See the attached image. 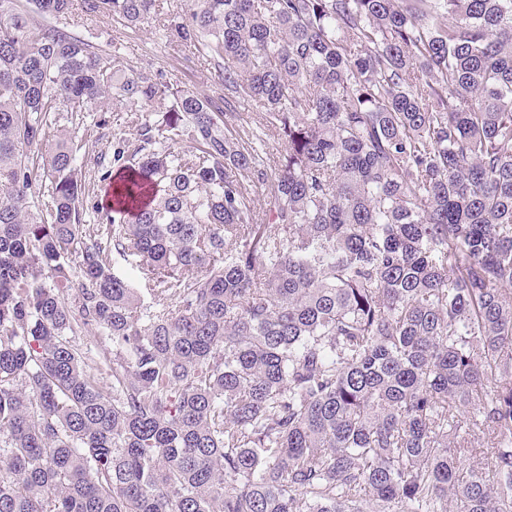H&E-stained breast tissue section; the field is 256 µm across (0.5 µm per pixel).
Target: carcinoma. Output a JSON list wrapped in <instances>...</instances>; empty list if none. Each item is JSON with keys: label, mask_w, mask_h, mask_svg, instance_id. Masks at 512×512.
<instances>
[{"label": "carcinoma", "mask_w": 512, "mask_h": 512, "mask_svg": "<svg viewBox=\"0 0 512 512\" xmlns=\"http://www.w3.org/2000/svg\"><path fill=\"white\" fill-rule=\"evenodd\" d=\"M29 2L58 25L0 0V512H512V0ZM97 13L221 93L68 31ZM111 110L93 227L75 133ZM110 264L115 274L130 281L134 288H138L141 291L145 304L153 302V297L147 290V288H153L152 282H149L146 275L142 273L140 258L112 251Z\"/></svg>", "instance_id": "1"}]
</instances>
